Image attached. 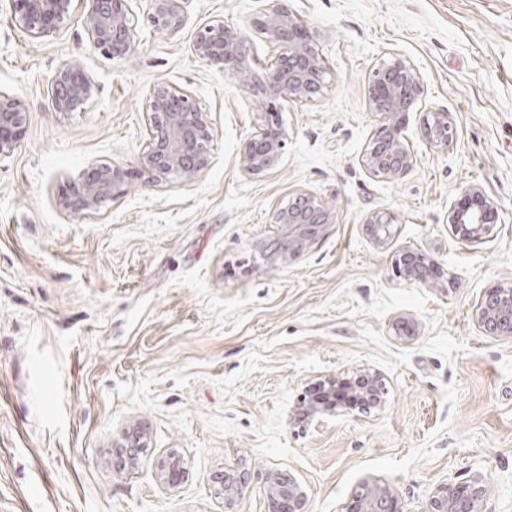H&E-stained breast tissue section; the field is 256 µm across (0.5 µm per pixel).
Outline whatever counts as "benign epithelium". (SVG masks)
<instances>
[{
	"label": "benign epithelium",
	"instance_id": "7a95c632",
	"mask_svg": "<svg viewBox=\"0 0 512 512\" xmlns=\"http://www.w3.org/2000/svg\"><path fill=\"white\" fill-rule=\"evenodd\" d=\"M16 14L32 38L53 33L72 9V0H14ZM83 26L94 46L112 58H122L133 47L130 21L131 0H84ZM155 28L169 37L179 34L186 24L184 0H149ZM268 37L282 46L278 60L260 78L247 74L246 37L235 26L218 23L198 30L193 53L220 72L243 75L242 83L254 95L267 100L269 112L265 123L242 144L238 169L248 176H258L275 168L283 154L286 135L277 121L276 101L311 103L320 95L325 60L307 27L288 8V0H269L257 21ZM99 88L77 58L62 60L47 86V105L55 112L71 114L82 111L94 101ZM424 94L414 68L395 58L376 68L368 79L366 100L370 111L380 117L372 143L362 156V163L374 177L396 179L413 168L416 157L406 145L405 129L410 112ZM149 142L131 171L121 164L95 165L80 178L68 183L69 203L77 212L93 211L106 200H116L126 191L130 180L139 177L147 183H161L170 178L184 182L195 180L212 163V128L207 113L193 95L175 86L156 88L147 106ZM27 112L23 101L0 92V157L11 155L24 141ZM421 132L436 149H446L456 136L448 113L428 111L422 118ZM471 207L455 205L448 211V224L456 240L471 244L482 240L494 223L497 208L478 186L463 192ZM274 223L281 226V236L274 244L272 262L295 259L310 247L324 226L336 223L334 211L326 208L312 194L302 192L288 205L274 213ZM374 240L383 244L390 237L392 217L376 213L366 220ZM395 266L410 284L428 285L438 270L437 260L420 248L399 250ZM477 326L494 338H512V284L488 290L474 310ZM350 389L367 406L382 403L385 388L378 376L365 372L353 378L328 376L321 383L325 398L310 395L298 409L299 422L318 423L335 413L336 387ZM127 449V461L138 460L141 449L148 447V432L138 424L129 426L113 443ZM185 474L181 455L171 451L156 467L158 482L177 487ZM246 479L229 468L220 478L218 491L224 496L225 512H235L244 495ZM267 512H308L309 495L298 480L278 472L267 478ZM485 485L480 477L464 483L440 486L429 499L424 512H483ZM396 495L388 485L367 483L355 495L351 512H395Z\"/></svg>",
	"mask_w": 512,
	"mask_h": 512
}]
</instances>
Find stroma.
<instances>
[{"label": "stroma", "instance_id": "obj_1", "mask_svg": "<svg viewBox=\"0 0 512 512\" xmlns=\"http://www.w3.org/2000/svg\"><path fill=\"white\" fill-rule=\"evenodd\" d=\"M327 73L311 103L288 101L276 168L246 176L238 151L264 106L191 46L222 22L247 36L248 60L282 52L256 28L265 0H185L174 38L133 0L134 47L112 59L85 32L83 0L33 39L0 0V92L27 109L22 145L0 158V512H224L215 480L244 471L238 512H265L266 477L301 481L309 512H349L364 482L390 485L398 512H423L435 490L481 477L484 512H512V340L484 335L473 310L512 283V0H288ZM400 55L447 112L456 139L430 147L411 114L417 162L370 175L361 158L378 119L365 89ZM99 86L86 111L46 106L61 59ZM172 85L192 93L214 130L212 165L194 182L131 183L94 212L63 188L90 166L136 167L146 105ZM472 185L498 218L458 243L448 210ZM336 221L295 261L275 265L274 211L298 192ZM395 218L385 244L366 224ZM404 246L434 254V286L393 270ZM379 374L382 406L340 402L319 425L292 416L323 376ZM149 431L137 465L113 440ZM185 459L176 488L155 477L169 451Z\"/></svg>", "mask_w": 512, "mask_h": 512}]
</instances>
